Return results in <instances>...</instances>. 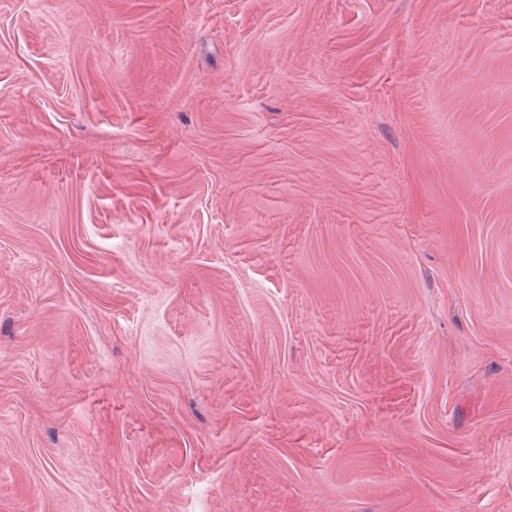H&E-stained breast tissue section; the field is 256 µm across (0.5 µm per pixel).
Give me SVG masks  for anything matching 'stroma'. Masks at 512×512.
<instances>
[{
  "label": "stroma",
  "instance_id": "1",
  "mask_svg": "<svg viewBox=\"0 0 512 512\" xmlns=\"http://www.w3.org/2000/svg\"><path fill=\"white\" fill-rule=\"evenodd\" d=\"M0 512H512V0H0Z\"/></svg>",
  "mask_w": 512,
  "mask_h": 512
}]
</instances>
